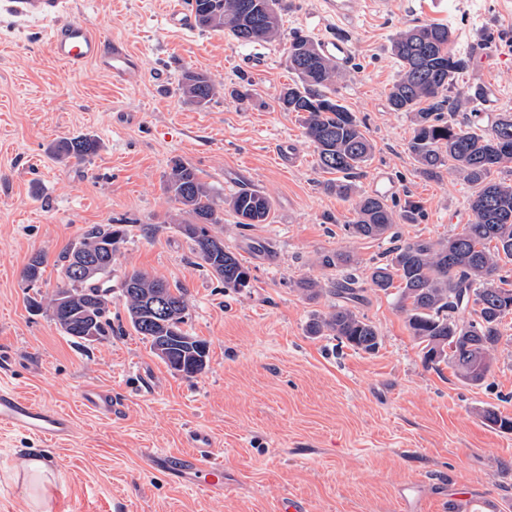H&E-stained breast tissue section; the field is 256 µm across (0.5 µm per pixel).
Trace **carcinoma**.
<instances>
[{
  "label": "carcinoma",
  "instance_id": "1",
  "mask_svg": "<svg viewBox=\"0 0 512 512\" xmlns=\"http://www.w3.org/2000/svg\"><path fill=\"white\" fill-rule=\"evenodd\" d=\"M190 3L200 27L222 31L238 43H267L281 36L283 0ZM453 39L452 29L444 24L417 25L399 32L392 42V53L400 75L387 101L393 111L411 115L409 152L423 176L436 178L447 170L476 188L468 199L475 220L446 239L396 245L385 262L372 267L370 282L385 294L395 290L393 296L407 315L411 335L422 345L425 363H444L461 381L475 386L491 373L503 339L500 326L512 314V281L498 275L500 262L512 260V183L494 177L503 164L512 162V113H498L490 130L480 134L475 131L480 113H470L472 119L465 127L450 119L467 103L462 93L453 89L458 76L469 67V59L451 49ZM287 62L297 80L283 89L279 107L284 112L303 113L305 134L318 153L321 169L336 175L326 189L353 201V217L346 224L349 233L378 239L398 219L415 222L422 212L419 203L410 201L397 212L384 197L356 192L354 179L370 160L374 147L362 121L336 97V83L342 76L336 59L322 53L309 35L299 31L289 40ZM178 90L184 101L200 108L219 94L218 85L208 74L193 70L182 74ZM97 148L96 138L81 135L57 141L52 152L62 162L82 161ZM165 189L180 205V212L188 215L172 222L192 242L196 258L224 282V287H247L249 268L222 239L210 233L209 225L222 222L220 210L225 206L241 224H265L272 208L270 198L242 187L219 199L197 170L180 160L172 161ZM126 235L127 229L121 225H97L88 230L79 246L102 256L99 273L89 279L75 277L71 258L76 248H70L61 259L62 287L82 288L91 294L104 287L105 278L112 273V245ZM43 264L42 256L32 257L25 280L39 282ZM121 286L135 333L150 343L171 370L186 378L202 373L205 365L197 360L208 354L209 347L206 340L184 329L188 309L185 289L140 270L125 273ZM336 291L352 302L361 299L350 275L337 283ZM159 293L166 303V311L160 314L154 306ZM49 309L62 332L72 336L79 320H64L54 297ZM92 330L99 342L112 334L111 311L102 303ZM306 332L310 336L332 335L368 353L379 345L375 326L347 305L312 318Z\"/></svg>",
  "mask_w": 512,
  "mask_h": 512
}]
</instances>
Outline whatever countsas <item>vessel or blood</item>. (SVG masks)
I'll return each mask as SVG.
<instances>
[{
  "label": "vessel or blood",
  "mask_w": 512,
  "mask_h": 512,
  "mask_svg": "<svg viewBox=\"0 0 512 512\" xmlns=\"http://www.w3.org/2000/svg\"><path fill=\"white\" fill-rule=\"evenodd\" d=\"M329 13L342 22H350L366 9L382 11L386 0H325ZM69 0H0V13L17 22L48 21L52 24L49 44L52 55L74 69L94 64L107 72L119 85L138 82L142 76L141 62L124 44L112 42L95 32L88 24L67 19ZM167 22L181 30L191 29L194 17L183 9L179 0H167ZM80 402L85 407L108 417L112 414V394L96 386L84 387ZM5 426L27 435L52 441L71 437L74 424L62 412L25 399L13 390L0 388V427ZM193 449L185 454H169L146 449L153 466L178 481L201 486L205 491L222 486L224 464L212 451L213 442L204 432H192ZM449 512H501L499 501L486 495L457 494L448 499Z\"/></svg>",
  "instance_id": "b4317fda"
}]
</instances>
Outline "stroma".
<instances>
[{"mask_svg": "<svg viewBox=\"0 0 512 512\" xmlns=\"http://www.w3.org/2000/svg\"><path fill=\"white\" fill-rule=\"evenodd\" d=\"M70 2L72 19L125 42L143 73L122 86L92 65L70 69L50 52V23L0 17V386L74 422L60 445L0 430V512H29L11 476L31 455L57 475L52 512H279L294 497L310 512H402L397 490L413 480L424 486L427 512H438L452 490L490 493L512 508V431L482 417L487 408L512 417V315L491 374L467 385L447 365L424 364L405 312L369 280L395 241L443 239L474 220L471 185L416 169L411 118L387 101L399 72L393 38L413 25L448 24L453 51L472 59L457 87L488 125L512 112V0H388L384 13L347 24L323 16L322 0H288L280 39L250 45L169 27L161 0ZM296 31L350 43L337 96L375 146L357 190L369 192L382 168L396 182L395 205L424 208L391 237L348 234L351 203L325 189L328 175L297 114L278 108L293 80L287 47ZM488 50L499 65L480 66ZM187 70L220 86L208 106L180 98ZM249 83L252 98L237 100L233 89ZM80 135L98 140L95 154L81 162L51 156L56 141ZM286 152L297 165L283 160ZM175 159L219 197L244 185L270 197L267 223L245 226L228 211L211 227L249 267L248 287H224L172 224L177 205L165 176ZM99 224L128 229L112 253L114 276L142 269L185 288L186 328L209 343L195 378L174 373L136 335L120 295L112 297L111 336L88 346L31 308L30 298L43 305L60 286L59 256ZM335 252L354 259L363 295L354 308L378 331L375 353L306 333L313 316L341 302L332 291L339 271L318 262ZM38 254L46 262L35 290L23 271ZM306 279L320 281L318 297L302 296ZM88 385L111 389L120 407L112 419L81 407ZM195 431L209 433L223 457V493L174 482L144 457L147 448L186 450Z\"/></svg>", "mask_w": 512, "mask_h": 512, "instance_id": "1", "label": "stroma"}]
</instances>
